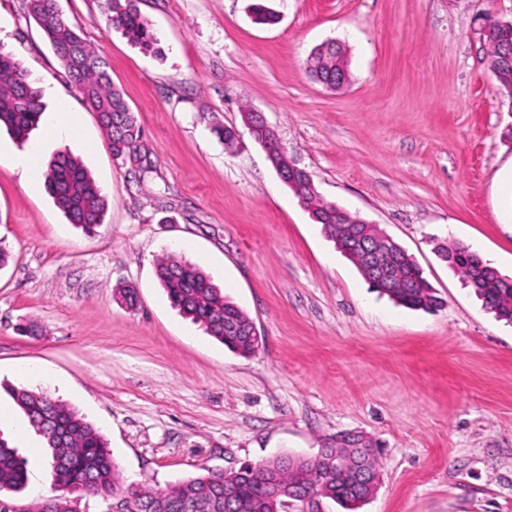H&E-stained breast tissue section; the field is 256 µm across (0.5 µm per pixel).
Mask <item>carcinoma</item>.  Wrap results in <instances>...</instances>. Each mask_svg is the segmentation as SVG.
I'll list each match as a JSON object with an SVG mask.
<instances>
[{"instance_id":"obj_1","label":"carcinoma","mask_w":512,"mask_h":512,"mask_svg":"<svg viewBox=\"0 0 512 512\" xmlns=\"http://www.w3.org/2000/svg\"><path fill=\"white\" fill-rule=\"evenodd\" d=\"M113 28L121 31L133 44L147 49L157 39L148 22L136 7L135 0H107ZM27 12L37 23L70 79L84 100L97 114L112 154L134 153L142 146L140 125L122 93L114 87L104 62L92 46L66 21L56 17L55 0H27ZM490 67L501 90L512 98V27L494 22L483 36ZM306 71L316 81L334 89L346 77V59L336 43L316 48L308 57ZM44 90L29 81L10 55L0 52V126L19 143L27 140L43 113ZM288 188L312 215L321 230H336V205L310 193L303 178L286 176ZM45 187L48 195L67 219L93 230L104 223L106 198L83 160L70 153L56 155L47 165ZM442 261L457 271L482 300L484 306L500 320L512 322V281L494 276L490 263L467 247L437 244ZM156 275L174 307L203 325L210 336L241 356H250L260 343L248 340L250 317L224 296L213 278L198 265L174 254L157 259ZM379 292L407 308L430 311L441 301L424 276L420 266L405 255L400 273L389 288ZM9 394L26 414L29 424L42 437L50 459L65 461V468L53 471L59 486L71 489L64 496L47 501V505L28 508V512H75L72 494H88L115 499L123 494L118 467L112 459L102 435L74 409L56 401L44 392L12 387ZM268 471L283 486L295 481L306 485L320 481L305 465L284 467L277 460L267 462ZM27 483V471L16 450L0 436V512H12L15 495ZM335 499L344 512H357V497L346 482L333 485ZM238 512H279V501L266 498L264 488L250 477V471L239 470L230 486ZM196 497L195 507L184 503ZM137 502L152 504L156 512H224V475L213 471L205 475L157 491H137Z\"/></svg>"}]
</instances>
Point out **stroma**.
I'll use <instances>...</instances> for the list:
<instances>
[{"label": "stroma", "instance_id": "stroma-1", "mask_svg": "<svg viewBox=\"0 0 512 512\" xmlns=\"http://www.w3.org/2000/svg\"><path fill=\"white\" fill-rule=\"evenodd\" d=\"M251 2L136 0L158 39L146 51L113 28L106 0H57L141 125V150L116 157L26 0H0V51L45 104L23 145L35 176L13 168L20 145L0 131V435L26 463L22 499L60 489L9 385L85 416L127 485L311 456L359 433L381 450L361 512H512V323L435 252L461 244L512 277V103L479 26L512 21V0H268L273 25L252 20ZM331 40L350 73L338 91L305 69ZM63 109L75 133L49 137ZM247 109L325 201L422 267L441 308L371 288L278 177ZM218 125L238 131L236 146ZM63 150L106 196L92 232L45 190ZM166 254L214 277L254 322L258 351H229L172 307L155 273Z\"/></svg>", "mask_w": 512, "mask_h": 512}]
</instances>
